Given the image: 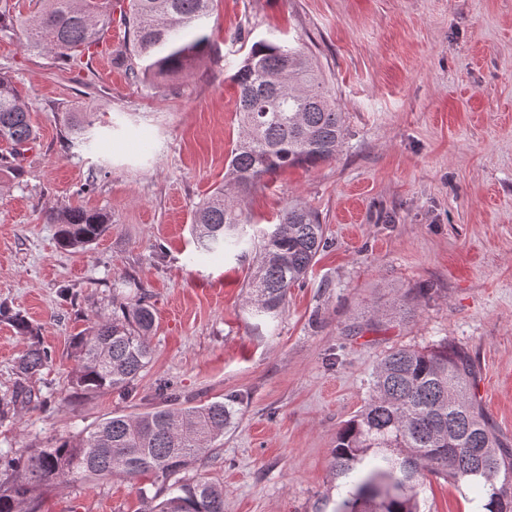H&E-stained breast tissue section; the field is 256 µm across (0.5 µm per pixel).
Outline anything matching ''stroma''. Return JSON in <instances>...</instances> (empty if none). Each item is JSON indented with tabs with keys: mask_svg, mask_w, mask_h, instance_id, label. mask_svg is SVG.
Here are the masks:
<instances>
[{
	"mask_svg": "<svg viewBox=\"0 0 512 512\" xmlns=\"http://www.w3.org/2000/svg\"><path fill=\"white\" fill-rule=\"evenodd\" d=\"M303 42L346 117L335 159L265 178L243 198L256 224L298 199L327 246L280 317L252 329L250 259L198 256L197 203L223 186L239 133L231 77L268 33ZM210 51L169 81L115 63L113 24L67 66L0 32V72L37 137L19 170L0 168V304L24 315L52 356L28 381L34 403L0 423V460L103 418L161 405L231 401L234 415L200 474L224 512H337L339 430L366 405L395 347L439 339L474 363L477 401L512 446V0H218ZM94 122L74 146L64 113ZM106 213L91 248L60 246L50 212ZM135 282L156 316L152 359L132 393L77 392L72 338L110 317L112 283ZM28 341L0 320V398ZM161 476L37 487L31 512H147ZM473 493L426 475L420 512H473Z\"/></svg>",
	"mask_w": 512,
	"mask_h": 512,
	"instance_id": "obj_1",
	"label": "stroma"
}]
</instances>
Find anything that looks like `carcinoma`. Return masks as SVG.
Returning <instances> with one entry per match:
<instances>
[{
    "instance_id": "cac0c4a2",
    "label": "carcinoma",
    "mask_w": 512,
    "mask_h": 512,
    "mask_svg": "<svg viewBox=\"0 0 512 512\" xmlns=\"http://www.w3.org/2000/svg\"><path fill=\"white\" fill-rule=\"evenodd\" d=\"M216 2L128 0L121 13L128 40L116 59L138 79L188 72L209 51L205 26ZM40 3L28 17L0 11V31L21 28L29 51L50 50L75 64L112 27V0ZM232 80L239 89L240 133L228 176L241 193L289 167L336 157L344 113L300 40L254 42ZM35 135L28 104L0 74V142L14 149ZM50 222L60 225V245L74 250L85 249L111 226L108 215L79 206L51 214ZM249 224L242 204L227 201L221 186L196 206L192 234L201 254L243 245L254 251L244 288L248 313L259 327L279 318L288 290L303 282L327 241L318 213L300 201L288 204L278 223L251 235ZM154 321L153 306L141 294L74 337V384L84 392H131L152 358ZM49 359L34 341L20 357L18 373L28 379ZM473 376L470 356L444 339L421 349L394 348L382 358L367 404L340 430L333 450L336 476L347 487L342 512H419L418 488L427 471L472 489L475 512H512V448L476 406ZM158 391L164 404L151 411L107 417L4 465L0 512H27L24 505L38 485L112 475L133 479L149 471L168 481L163 499L149 512H224V486L190 471L224 437L231 406L213 401L176 407L173 384L163 383ZM28 399L29 390L18 384L11 399L0 402V421ZM474 448L485 449L479 464Z\"/></svg>"
}]
</instances>
